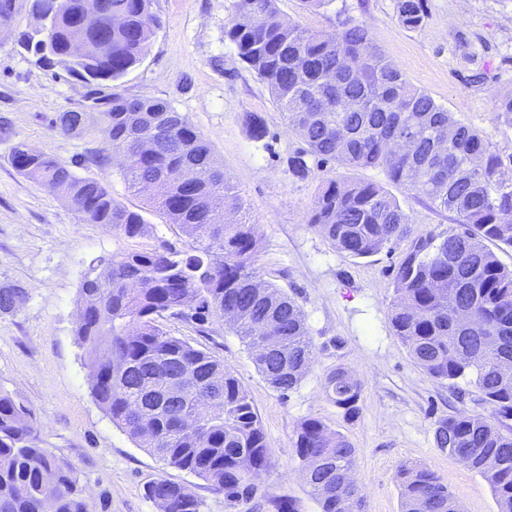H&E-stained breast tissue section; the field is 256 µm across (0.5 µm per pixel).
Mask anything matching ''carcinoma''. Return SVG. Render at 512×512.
I'll list each match as a JSON object with an SVG mask.
<instances>
[{
	"label": "carcinoma",
	"mask_w": 512,
	"mask_h": 512,
	"mask_svg": "<svg viewBox=\"0 0 512 512\" xmlns=\"http://www.w3.org/2000/svg\"><path fill=\"white\" fill-rule=\"evenodd\" d=\"M82 0H67L50 16L54 51L33 35L24 46L40 59L63 65L89 87L86 109L62 112L50 126L78 134L95 147L83 162L121 173L146 205L175 224L190 251L162 245L151 251L93 259L79 291L76 336L93 369L91 395L140 447L191 472L224 494L228 512H247L256 477L272 455L245 387L224 362L164 331L169 315L200 326H227L252 352L258 371L281 395L298 386L315 353L303 311L288 293L261 278L254 266L258 237L242 198L218 162L213 145L187 116L151 97L97 96L95 86L117 81L141 62L159 25L154 0H100L101 37L76 30L72 15ZM278 0H235L225 31L239 59L267 86L288 127L304 147L288 160L305 179L309 159L346 168L379 169L388 182L455 215L446 234L414 235L408 214L379 183L330 179L319 189L310 224L340 252L368 258L413 238L394 269L390 323L409 356L432 380L454 387L471 377L489 414L456 413L438 422L435 447L456 458L490 486L498 512H512V268L488 247L512 249V154L489 149L478 130L454 119L425 90L415 87L369 37L350 23L328 37L285 19ZM398 21L419 29L424 0H397ZM119 18L122 23L110 26ZM81 38L75 59L58 53ZM255 139L266 136L262 118L243 115ZM405 136L410 149L389 151ZM25 178L70 201L85 224H102L127 238L148 233L143 215L115 198L99 179L79 178L66 163L23 143L11 150ZM27 291L0 286V314L25 307ZM181 401L162 390L174 372ZM325 388L336 406L358 411L359 381L343 367ZM296 454L321 512H363L361 487L345 481L356 449L318 418L296 428ZM401 512H457L440 477L418 464L396 474ZM146 496L158 512H201V500L167 479L149 482ZM0 512H91L74 467L35 445L31 411L0 393Z\"/></svg>",
	"instance_id": "obj_1"
}]
</instances>
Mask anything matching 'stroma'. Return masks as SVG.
Listing matches in <instances>:
<instances>
[{
	"label": "stroma",
	"instance_id": "1",
	"mask_svg": "<svg viewBox=\"0 0 512 512\" xmlns=\"http://www.w3.org/2000/svg\"><path fill=\"white\" fill-rule=\"evenodd\" d=\"M235 0H156L161 26L142 62L121 80L101 83V94L155 97L189 117L211 142L255 226V266L301 307L316 358L296 389L281 395L258 372L246 343L220 321L205 326L168 318L165 330L222 360L249 393L272 450L250 512H273L271 500L288 497L297 512H320L300 478L295 430L309 417L346 435L356 449L355 475L364 512H401L396 470L412 462L433 470L459 512H497L486 481L436 448L439 420L457 412L481 413L477 390L459 380H431L409 357L389 319L392 270L409 248L400 242L380 254L354 259L339 252L310 224L318 188L327 178L384 182L377 169L313 166L296 178L288 159L302 146L266 85L239 59L225 32ZM10 26L0 29V121L12 135L0 139V285L25 288L24 309L0 315V392L28 407L35 443L73 465L92 512H157L146 485L165 478L187 486L202 512H225L223 494L197 475L172 467L139 447L112 423L91 395V367L76 335L83 275L103 254L148 251L167 244L184 250L181 230L146 210L129 191L118 165L80 164L87 138L63 136L49 121L83 106L88 92L59 65L44 64L22 37L36 21L31 0H18ZM422 28H403L396 0H333L309 10L303 0H278L281 13L304 27L333 34L345 23L366 26L374 43L416 87L426 90L461 122L482 134L492 150L512 154V128L496 105L512 93V0H425ZM258 113L265 138L251 137L243 113ZM73 164L77 176L104 180L125 206L142 211L148 234L128 238L82 223L74 208L16 171L14 143ZM415 233L447 232L450 213L412 191L389 185ZM343 366L361 384L359 411L348 415L328 397L324 379Z\"/></svg>",
	"mask_w": 512,
	"mask_h": 512
}]
</instances>
